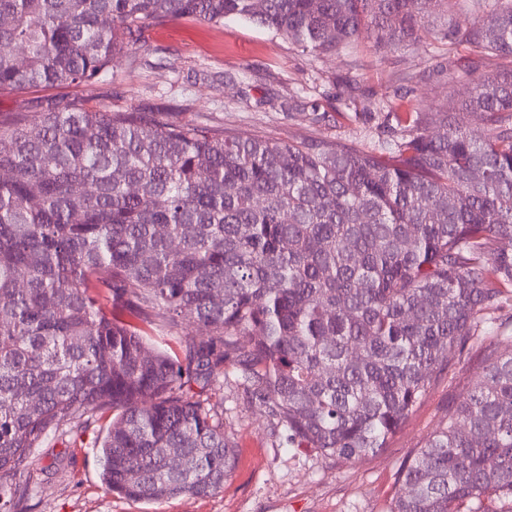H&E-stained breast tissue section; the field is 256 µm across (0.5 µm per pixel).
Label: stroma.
<instances>
[{"mask_svg": "<svg viewBox=\"0 0 512 512\" xmlns=\"http://www.w3.org/2000/svg\"><path fill=\"white\" fill-rule=\"evenodd\" d=\"M476 56L486 72L512 68V59L430 39L381 50L368 43L353 54L316 58L245 20L215 26L181 18L148 27L103 79L0 93V112L27 111L41 98L89 99L116 110L180 112L243 137L331 140L367 149L377 139L383 103L424 112L445 106L450 94L465 95L468 84L448 82L436 65L464 66ZM490 339L482 333L376 455L336 462L311 448L281 444L275 420L228 379L207 393L223 410L225 433L236 444L223 491L158 502L112 495L86 434L76 445L50 442L33 458L30 472L40 488L29 512H390L403 464L481 374Z\"/></svg>", "mask_w": 512, "mask_h": 512, "instance_id": "stroma-1", "label": "stroma"}]
</instances>
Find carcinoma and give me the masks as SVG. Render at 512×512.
Segmentation results:
<instances>
[{
  "mask_svg": "<svg viewBox=\"0 0 512 512\" xmlns=\"http://www.w3.org/2000/svg\"><path fill=\"white\" fill-rule=\"evenodd\" d=\"M453 5L0 0V92L96 81L145 27L185 17L248 19L314 57L380 33L512 57V0H469L432 28ZM462 73L465 97L388 110L371 150L79 99L0 115V512H28L40 448L109 414L91 443L108 491H221L235 445L203 394L229 365L288 447L386 448L512 295V69ZM180 318L209 335L153 349L145 328ZM391 512H512V321L403 466Z\"/></svg>",
  "mask_w": 512,
  "mask_h": 512,
  "instance_id": "1",
  "label": "carcinoma"
}]
</instances>
